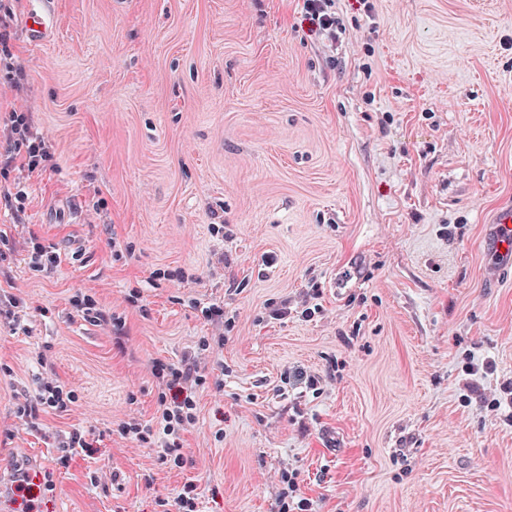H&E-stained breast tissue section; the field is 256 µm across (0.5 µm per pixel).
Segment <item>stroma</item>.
<instances>
[{
    "mask_svg": "<svg viewBox=\"0 0 512 512\" xmlns=\"http://www.w3.org/2000/svg\"><path fill=\"white\" fill-rule=\"evenodd\" d=\"M34 2L0 0L26 74L0 79V114L32 113L50 151L0 176L27 192L0 205V297L20 300L0 319V512L19 466L52 482L43 512H162L188 484L199 512H273L286 469L311 512H512V421L464 389L487 357L486 392L512 379V277L482 247L512 202V0H335L332 41L302 0H44L36 41ZM80 294L125 317V349ZM194 353L224 388L198 392L177 467L116 427L150 422L154 362ZM41 377L78 401L32 430L16 404ZM29 246L30 251V267L33 271L40 273L41 275L50 274L54 268L58 265L59 255L52 249L51 246H43L40 243L33 242L31 240Z\"/></svg>",
    "mask_w": 512,
    "mask_h": 512,
    "instance_id": "obj_1",
    "label": "stroma"
}]
</instances>
